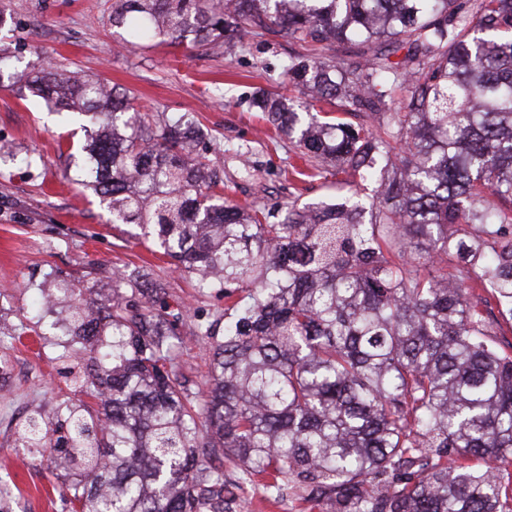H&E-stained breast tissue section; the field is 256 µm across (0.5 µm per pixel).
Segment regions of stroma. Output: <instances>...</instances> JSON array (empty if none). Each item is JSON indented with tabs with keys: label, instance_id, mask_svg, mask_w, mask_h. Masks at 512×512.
Masks as SVG:
<instances>
[{
	"label": "stroma",
	"instance_id": "1",
	"mask_svg": "<svg viewBox=\"0 0 512 512\" xmlns=\"http://www.w3.org/2000/svg\"><path fill=\"white\" fill-rule=\"evenodd\" d=\"M0 14L6 19L0 53L12 64L46 60L130 90L141 111L194 113L216 139L210 156L223 166L224 195L234 203L268 208L339 196L343 175L293 176L294 144L249 106L256 88L280 91V60L302 50L288 37L269 34L244 49L200 55L165 43L118 44L112 0H0ZM85 139L80 121L57 115L31 92L0 86V147L38 157L29 167L0 165V319L23 330L0 342V358L16 369L0 381V512H73L67 476L18 442L25 412L39 407L52 417L75 397L57 372L54 348L35 334L36 282L52 271L88 282L98 272L137 269L164 285L170 306L185 308L184 330L224 310L223 296L199 292L194 274L151 252L138 227L111 224L91 190L77 185L80 159L66 150ZM245 157L254 176L244 180L238 170ZM225 475L240 483L249 512H327L294 491L274 498L261 482H240L233 465H226Z\"/></svg>",
	"mask_w": 512,
	"mask_h": 512
}]
</instances>
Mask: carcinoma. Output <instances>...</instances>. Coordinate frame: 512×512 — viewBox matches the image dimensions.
I'll use <instances>...</instances> for the list:
<instances>
[{
	"label": "carcinoma",
	"instance_id": "obj_1",
	"mask_svg": "<svg viewBox=\"0 0 512 512\" xmlns=\"http://www.w3.org/2000/svg\"><path fill=\"white\" fill-rule=\"evenodd\" d=\"M112 26L132 46L359 48L288 57L300 97L259 89L251 107L376 187L246 210L193 153L192 113L157 123L98 78L30 66V91L94 128L78 183L229 303L192 331L201 390L176 374L184 312L155 308L161 284L40 288L37 325L80 398L53 428L31 409L21 447L51 451L80 512H243L226 460L334 512H512V346L473 301L483 288L512 324V0H114Z\"/></svg>",
	"mask_w": 512,
	"mask_h": 512
}]
</instances>
